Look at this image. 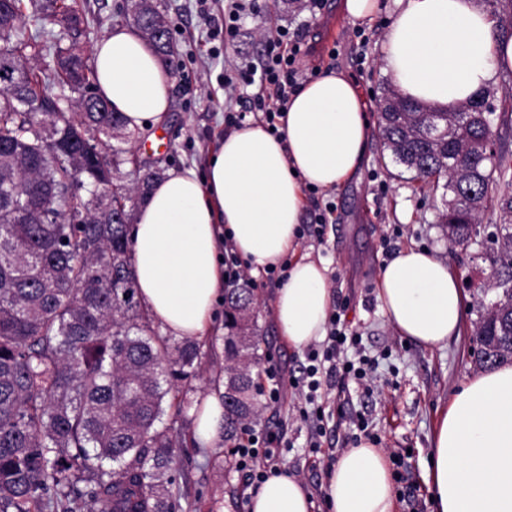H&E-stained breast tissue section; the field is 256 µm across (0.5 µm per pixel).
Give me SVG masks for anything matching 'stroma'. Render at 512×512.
I'll return each mask as SVG.
<instances>
[{"label": "stroma", "instance_id": "1", "mask_svg": "<svg viewBox=\"0 0 512 512\" xmlns=\"http://www.w3.org/2000/svg\"><path fill=\"white\" fill-rule=\"evenodd\" d=\"M75 6L90 27L81 42L84 53L110 29L123 25L126 0H63ZM341 0H321L316 12L288 7L284 0H258V14L246 16L232 43L209 38L208 27L194 0H157L169 22L178 57L171 68L173 87L167 120L160 131L136 132L133 148L139 159L169 172L186 167L205 168L218 137L224 133L225 70L250 61L264 49L263 35L279 26L298 34L305 49L298 67L307 77L323 69L344 70L358 79L368 94L370 111H377L389 78L381 69L384 33L392 20L383 8L373 20H354L340 8ZM224 47L211 58V47ZM500 152L512 156V74L496 75L487 89ZM336 209L328 217L322 240H299L297 252L326 261L333 286V305L345 308V319L362 338L367 356L375 362L374 387L364 391L345 383L347 404L328 421L327 444L309 453L307 429L294 407L298 394L285 387L278 405L254 420V429H271L294 448L280 464L310 493L314 512H327L323 487L336 459L359 435L356 417L369 422L377 447L387 454L393 473L396 512H430L425 466L432 449L439 414L452 394L468 378L480 373L470 337L478 320L483 293L476 276L482 260L468 250L450 246L436 213L440 194L422 189L414 173L393 162L379 134H372L359 172L342 187L305 193V214ZM406 247H419L445 261L457 276L465 297L466 319L445 344L424 347L404 342L376 299L380 271ZM264 300L258 324L264 331L260 353L272 356L288 377H300L305 349H297L278 335L272 320L275 286L265 274H250ZM224 445L187 440L180 448L182 463L177 482L186 491L189 512H247L249 488L241 473L228 468Z\"/></svg>", "mask_w": 512, "mask_h": 512}]
</instances>
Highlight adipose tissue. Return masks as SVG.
I'll list each match as a JSON object with an SVG mask.
<instances>
[{
    "label": "adipose tissue",
    "instance_id": "adipose-tissue-1",
    "mask_svg": "<svg viewBox=\"0 0 512 512\" xmlns=\"http://www.w3.org/2000/svg\"><path fill=\"white\" fill-rule=\"evenodd\" d=\"M382 68L410 100L454 109L495 73L512 72V37L498 34L478 0H393ZM96 88L127 128L162 126L172 78L146 39L117 27L92 50ZM275 137L247 124L218 138L205 172L189 167L155 182L131 228L135 285L142 305L173 336H208L224 292L221 239L254 271L287 264L274 297V321L290 345L321 340L332 303L323 260L296 257L304 191L342 186L360 166L372 123L359 84L323 70L291 97ZM381 310L399 336L425 347L444 343L464 322L458 279L427 250H400L377 284ZM194 437L224 440L220 393L194 409ZM433 512H512V365L469 379L434 433L428 466ZM330 512H394L383 449L348 448L324 487ZM301 482L270 475L250 494L249 512H312Z\"/></svg>",
    "mask_w": 512,
    "mask_h": 512
}]
</instances>
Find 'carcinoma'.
I'll use <instances>...</instances> for the list:
<instances>
[{"label": "carcinoma", "instance_id": "1", "mask_svg": "<svg viewBox=\"0 0 512 512\" xmlns=\"http://www.w3.org/2000/svg\"><path fill=\"white\" fill-rule=\"evenodd\" d=\"M58 0H0V512H184L175 481L181 410L158 426L163 402L197 375L200 345L160 336L137 296L129 228L159 172L133 158L124 117L93 86L70 9L57 31L27 17ZM125 22L164 64L176 47L154 0H127ZM49 56L41 68L34 60ZM69 89V104L53 88ZM486 96L452 112L394 89L379 130L393 160L422 188H442L439 222L469 247L489 210L504 224L482 250L487 290L474 352L482 367L512 360V163L485 156L494 133ZM131 163V183L114 172ZM224 447L263 408L254 368L259 307L252 288L224 289Z\"/></svg>", "mask_w": 512, "mask_h": 512}]
</instances>
